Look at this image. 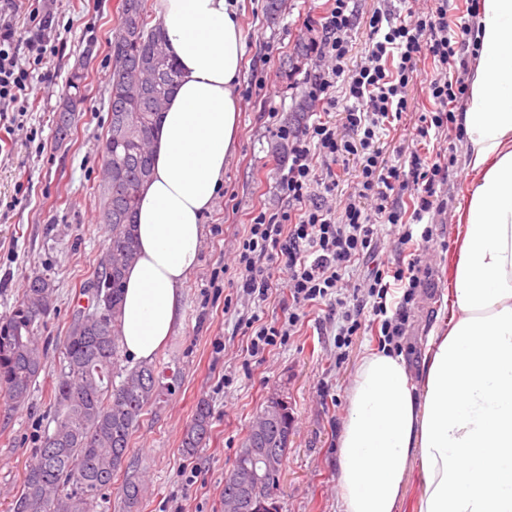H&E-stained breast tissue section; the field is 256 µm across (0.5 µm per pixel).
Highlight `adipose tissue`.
Masks as SVG:
<instances>
[{
	"instance_id": "adipose-tissue-1",
	"label": "adipose tissue",
	"mask_w": 512,
	"mask_h": 512,
	"mask_svg": "<svg viewBox=\"0 0 512 512\" xmlns=\"http://www.w3.org/2000/svg\"><path fill=\"white\" fill-rule=\"evenodd\" d=\"M157 18L179 75L140 191L139 255L120 307V346L141 364L183 321L202 218L237 142L245 53L235 0H158ZM476 37L451 317L429 330L419 375L400 355L358 360L338 438L340 512H397L412 472L414 512H512V0H481Z\"/></svg>"
}]
</instances>
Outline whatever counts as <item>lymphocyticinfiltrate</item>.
<instances>
[{"label":"lymphocytic infiltrate","mask_w":512,"mask_h":512,"mask_svg":"<svg viewBox=\"0 0 512 512\" xmlns=\"http://www.w3.org/2000/svg\"><path fill=\"white\" fill-rule=\"evenodd\" d=\"M351 0H331L310 27V50L315 55L316 72L308 97L312 103L328 102L329 91L344 83L353 104L340 118L323 115L299 132L279 126V137L288 144V171L282 178L296 211L254 216L248 233L236 250L238 288L247 295L267 296L275 286L271 264L288 272L285 287L290 307L287 325L249 319L255 335L251 353L275 345L297 326L307 306L320 301L342 308L345 322L336 339L337 348L350 347L366 298H373L374 316L382 320L381 331L393 347H400L405 331L407 307L417 288L422 287V258L375 270L365 279L361 292L342 297L340 284L346 268L365 258L376 247L382 224L399 226L403 215L396 203L400 191L412 189L417 207L412 217L442 214L448 200L440 190L444 181L441 163L411 152L407 163L389 162L381 146V129L402 116L411 106L410 86L422 55L448 62L467 44L472 35L469 24L449 30L444 4H436L427 15L407 22H393L389 15L374 12L369 21L373 41L367 60L350 66L351 31L354 10ZM26 12L25 28L15 17ZM57 22L51 0H0V124L23 128L29 111L34 80L47 59L58 48ZM429 90L438 108L422 115L417 137L430 130L454 127L455 106L461 105L465 88L445 77L429 81ZM355 163L357 177L342 207L327 202L336 189V165ZM403 294L395 309H388L391 287Z\"/></svg>","instance_id":"obj_1"}]
</instances>
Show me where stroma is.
<instances>
[{"mask_svg": "<svg viewBox=\"0 0 512 512\" xmlns=\"http://www.w3.org/2000/svg\"><path fill=\"white\" fill-rule=\"evenodd\" d=\"M120 0H56L59 50L45 68L53 76L29 101L24 128H0V316L21 300L29 277L45 275L55 284V310L39 329L47 345L45 368L28 402L13 405L0 393V503L17 494L25 469L43 435L54 427L51 381L63 355L61 343L73 314L85 307L84 284L95 276L110 227L99 208L101 148L108 130L111 65L108 41L116 26ZM266 0H240L246 34L244 66L239 78L241 102L235 149L224 170V192L203 217L199 264L183 290L184 320L154 359L170 368L178 382L158 406L141 416L130 440L129 473L140 477L145 491L137 512H224V480L248 430L263 409L268 393L278 390L288 403L294 431L277 494L279 512H338L337 440L347 414V389L358 359L379 349L378 324L364 310L349 357L337 360L340 321L326 304L307 308L302 322L282 344L250 356L241 318L259 313L268 322L288 320V292L278 289L259 303L237 294L228 271L234 251L258 212L290 209L282 184L288 171L275 153L273 130L296 102L306 99L314 59L305 54V24L325 8V0H281L277 19H269ZM425 0H355L351 63L363 61L369 48L368 21L377 9L393 20L425 10ZM464 64L441 68L422 60L424 75L411 89L414 107L382 130L389 157L410 150V131L435 103L426 81L447 73L470 80L477 57L464 52ZM88 78L77 120L66 139L56 134V115L68 93L67 79L79 66ZM278 79L277 91H256L257 76ZM428 156L453 158L448 168V208L437 218L430 241L413 237L398 245L383 227L371 257L356 262L345 275L361 283L373 269L389 262L430 256L429 278L408 306L403 354L420 369L425 337L436 321L447 319L443 294L452 262L457 207L470 181L466 147L454 131L422 142ZM210 405V435L194 455L182 451L181 439L198 401Z\"/></svg>", "mask_w": 512, "mask_h": 512, "instance_id": "35a3bbf8", "label": "stroma"}]
</instances>
